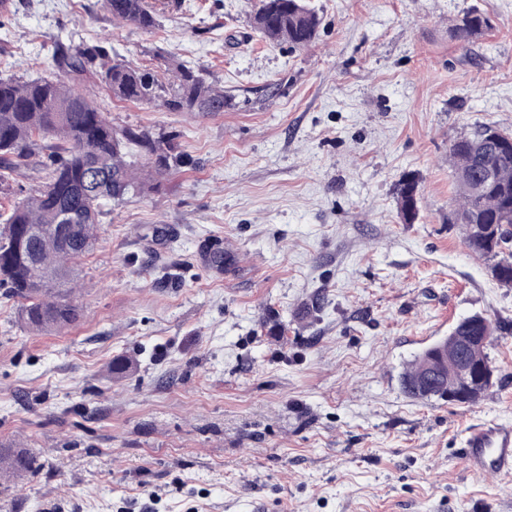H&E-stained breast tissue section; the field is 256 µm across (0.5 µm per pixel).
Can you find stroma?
Returning a JSON list of instances; mask_svg holds the SVG:
<instances>
[{"instance_id": "1", "label": "stroma", "mask_w": 512, "mask_h": 512, "mask_svg": "<svg viewBox=\"0 0 512 512\" xmlns=\"http://www.w3.org/2000/svg\"><path fill=\"white\" fill-rule=\"evenodd\" d=\"M258 4L181 0L152 31L103 0L0 12V75L52 73L71 39L201 68L230 100L173 112L81 82L114 127L176 135L184 163L106 207L77 325L31 332L0 296V450L42 465L0 473V512H512V478L459 464L467 429L512 425V288L448 221L452 141L512 130V0H311L306 47L266 42ZM472 10L489 27L462 46ZM207 240L225 271L201 264ZM476 312L495 384L467 407L407 396L415 356ZM489 27V19L478 11L467 12L451 31L453 40L461 45L469 44ZM418 182L414 178H407L400 185L399 206L404 217L409 221L418 211Z\"/></svg>"}]
</instances>
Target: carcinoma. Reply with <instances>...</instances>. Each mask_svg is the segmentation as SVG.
I'll return each instance as SVG.
<instances>
[{"mask_svg": "<svg viewBox=\"0 0 512 512\" xmlns=\"http://www.w3.org/2000/svg\"><path fill=\"white\" fill-rule=\"evenodd\" d=\"M104 5L117 21L143 30L157 25L151 0H104ZM253 25L270 42L304 47L315 39L321 17L307 0H259ZM488 27L484 14L469 11L451 37L465 45ZM52 60L54 76L0 77V184L21 174L32 155L46 158L41 184L0 212V288L6 297L23 301L21 320L39 333L74 326L81 317L70 298L75 264L95 249L102 203L121 202L141 192L145 181L182 163L175 135L112 127L72 83L92 74L120 100L158 102L176 112L224 111V90L191 66H177L172 80H162L102 47L61 40L55 42ZM485 132L489 129L449 147L459 199L451 223L465 226L469 248L494 259V278L512 288V135L497 129L498 139L474 146ZM399 206L406 219L416 216L415 179L400 185ZM200 253L208 268L224 271L228 256L220 244L205 243ZM450 333L484 337L469 352V381L460 383L446 374L435 387L423 390L418 381L426 371V350L404 373L403 387L413 396L472 405L491 387L482 369L491 366L487 349L495 327L475 313L459 320Z\"/></svg>", "mask_w": 512, "mask_h": 512, "instance_id": "carcinoma-1", "label": "carcinoma"}]
</instances>
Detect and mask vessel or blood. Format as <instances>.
Wrapping results in <instances>:
<instances>
[{"label":"vessel or blood","instance_id":"1","mask_svg":"<svg viewBox=\"0 0 512 512\" xmlns=\"http://www.w3.org/2000/svg\"><path fill=\"white\" fill-rule=\"evenodd\" d=\"M462 463L480 478L512 475V427L491 423L468 430L461 450Z\"/></svg>","mask_w":512,"mask_h":512}]
</instances>
